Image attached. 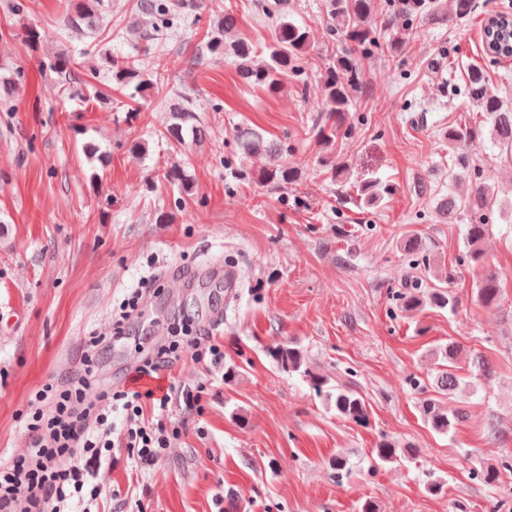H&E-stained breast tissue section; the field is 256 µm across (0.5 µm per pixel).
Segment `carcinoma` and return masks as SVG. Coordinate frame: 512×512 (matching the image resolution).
<instances>
[{"label": "carcinoma", "mask_w": 512, "mask_h": 512, "mask_svg": "<svg viewBox=\"0 0 512 512\" xmlns=\"http://www.w3.org/2000/svg\"><path fill=\"white\" fill-rule=\"evenodd\" d=\"M393 14L388 23L399 19L425 14L439 26L452 28L460 22L471 18L478 8L476 0H448L442 5L439 0H391ZM104 0H68L67 12L69 24L87 35H93L100 28ZM136 9L143 17L151 20L150 30L143 33L145 40H160L172 25V11L167 0H136ZM323 9L329 20L330 35L341 42V50L336 52L332 66L326 69L323 81L324 121L317 126L315 137L325 149L319 156V165L331 173L336 181L343 180L346 167L336 163L330 150L334 149L341 131L345 127L349 112L356 106L358 94L362 91V61L371 55L382 52L397 56L406 48L405 37L399 35L390 43L383 45L376 40L372 26L375 12V0H323ZM264 13L272 20L269 41L266 45L264 60L255 62L256 53L253 46L240 39H227L237 28V17L226 11L211 28L205 47L213 57L229 55L238 64V76L250 85L277 90L281 77L290 72L302 70V61L310 48V31L305 25L294 22L288 8V0H273L264 5ZM84 53L74 56L59 54L50 63V68L59 76L62 84H73L81 79L80 69L84 62L80 58ZM111 73V82L122 88H131L134 93L143 95L154 80L162 77V64L151 66L155 78H150L146 69V60L137 56L114 57L102 56ZM464 91L471 102L483 114V123L489 125L490 138L501 154L512 156V102H508L490 90L484 69L478 64L468 67ZM196 108L187 99H173L169 104L171 123L167 126L164 137L180 144L184 133H189L195 142H203L208 132L202 125L194 123ZM482 134V127L450 126L443 133L448 140V148L456 150ZM237 140L247 154L264 153L273 158L282 153L280 143L268 140L257 130L242 127L238 130ZM165 180L177 187L186 197L194 195V181L186 171L174 165L164 175ZM251 178L258 183L282 188L297 180V172L281 164L260 169L252 173ZM357 197L366 208H377L386 194L381 182L370 177L355 185ZM489 231L488 224L479 220L467 225L465 240L467 251L465 257L471 263L484 261L485 252L482 242ZM448 278H439L420 294L403 292L399 294L403 311L418 313L427 307L437 309H455L456 298L448 291L444 283ZM478 302L486 308L498 306L500 300L499 276L497 272L488 273L476 285ZM457 347L450 343L436 350L437 369L434 379V392L444 395L457 390L464 383L457 372ZM270 357L282 370L303 374L314 391L336 411V415L351 420L359 425L369 422V410L364 399L349 385L328 387V379L311 372L304 367L302 351L293 342L279 343L269 351ZM423 414L427 424L437 433L447 434L462 422L465 411L450 408L440 399L430 397L424 400ZM414 449L383 439L376 448V462L385 466L400 458L413 455ZM512 472V459H504L498 466H486L473 471V475L484 483L493 485L499 481L500 472Z\"/></svg>", "instance_id": "carcinoma-1"}]
</instances>
